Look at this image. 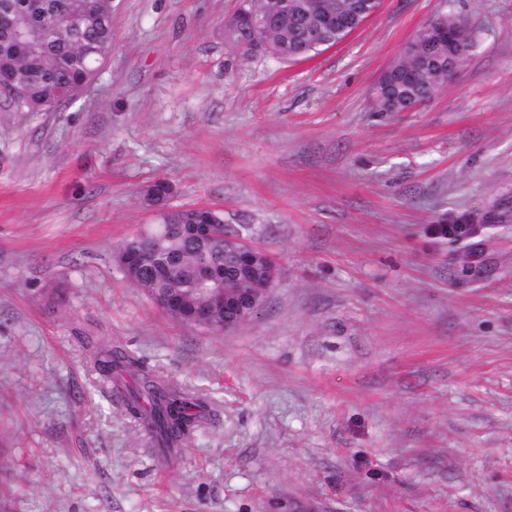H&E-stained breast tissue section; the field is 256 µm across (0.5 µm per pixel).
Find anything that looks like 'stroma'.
<instances>
[{"instance_id":"35a3bbf8","label":"stroma","mask_w":512,"mask_h":512,"mask_svg":"<svg viewBox=\"0 0 512 512\" xmlns=\"http://www.w3.org/2000/svg\"><path fill=\"white\" fill-rule=\"evenodd\" d=\"M243 5L112 0L74 100L0 111V512H512V0H382L299 62L226 37ZM447 11L478 40L460 77L377 111ZM162 178L276 259L240 327L179 322L117 265ZM86 336L207 394L205 427L164 454Z\"/></svg>"}]
</instances>
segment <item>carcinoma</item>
Masks as SVG:
<instances>
[{
	"instance_id": "obj_1",
	"label": "carcinoma",
	"mask_w": 512,
	"mask_h": 512,
	"mask_svg": "<svg viewBox=\"0 0 512 512\" xmlns=\"http://www.w3.org/2000/svg\"><path fill=\"white\" fill-rule=\"evenodd\" d=\"M365 5L370 13L380 7V0H337L336 8L353 14L351 26L336 31L329 41L333 47L363 25L366 14L358 13ZM263 4L249 0L248 11L253 21L228 24L225 31L238 44H246L245 51L265 48L284 61H297L322 51V48H302L303 18L314 13V0H288V18L271 29L262 30L258 24ZM54 11L56 16H73L82 19L85 46L71 38L70 30L55 25L41 27L43 15ZM23 19L28 24L41 27L44 41L39 47L26 49L12 37V25ZM438 27H448L457 34L458 48L464 59H469L477 48L475 31L466 21L448 11L432 19ZM414 44L420 55L445 54L446 48L436 46L426 33L416 35ZM112 49V5L108 0H0V80L21 88V94L3 100L4 110L27 114L30 104L42 103L44 112H56L65 105L59 95L62 86L76 88L86 78L98 72ZM443 85L441 77L432 73L427 81L415 85L396 83L393 94L401 103L411 105L431 99ZM212 220L216 224L215 241L201 245L191 239L185 230L187 224ZM158 224L173 225L172 232L150 238L131 235L123 240L120 248L144 252L152 264L165 268L173 263L168 278H153L143 273L131 284L140 288L148 297L169 289L183 288L191 300L204 301L211 285L194 277L195 268L207 263L224 266V215L210 210L182 209L164 212ZM87 348L94 371L103 382L124 395L128 416L149 435L155 445L166 451L181 448L210 416L208 397L200 392L175 386L148 370L138 357L119 342L96 341L87 337Z\"/></svg>"
}]
</instances>
